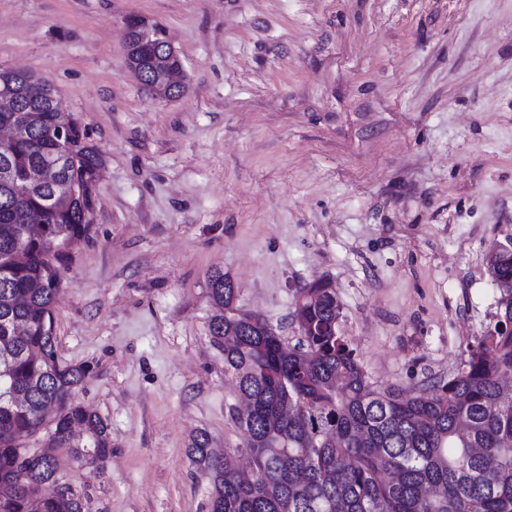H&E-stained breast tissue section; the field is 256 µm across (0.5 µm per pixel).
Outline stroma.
I'll return each mask as SVG.
<instances>
[{
  "label": "stroma",
  "instance_id": "stroma-1",
  "mask_svg": "<svg viewBox=\"0 0 512 512\" xmlns=\"http://www.w3.org/2000/svg\"><path fill=\"white\" fill-rule=\"evenodd\" d=\"M162 28L186 93L130 71ZM0 67L48 81L103 158L54 304L58 357L112 454L60 474L86 512H207L192 432L241 438L208 277L287 341L329 278L378 385L447 377L490 323L512 234V0H0ZM126 28V40L125 50L126 55L132 51L133 45L139 41V45L143 48L146 41H149V46H152L153 50L163 48L167 57L168 63L164 66L160 72L159 77L155 83L144 82V73L149 69V66H153L156 61L154 53L152 56L144 57L141 64L134 62L128 63L131 70L135 72L145 87H149L152 93L160 98H167V94L170 93V89L178 88L181 93L185 89V81L183 80V66L180 55L175 47L166 38L164 33L157 32L155 27L150 25L148 21L141 17H130L125 21ZM153 40H155L153 42Z\"/></svg>",
  "mask_w": 512,
  "mask_h": 512
}]
</instances>
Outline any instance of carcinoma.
Instances as JSON below:
<instances>
[{
    "label": "carcinoma",
    "instance_id": "obj_1",
    "mask_svg": "<svg viewBox=\"0 0 512 512\" xmlns=\"http://www.w3.org/2000/svg\"><path fill=\"white\" fill-rule=\"evenodd\" d=\"M17 117L28 140L0 147V512H82L60 480L59 460L25 440L43 435L79 464L112 454L108 424L73 401L91 373L57 356L53 305L64 249L89 231L92 186L102 159L77 133L64 179L73 196L36 172L59 152L51 133L74 123L34 93ZM50 203L45 222L27 211ZM502 285L492 323L464 345L448 378L404 391L372 382L339 333L342 306L332 288L297 291L300 337L279 349L271 325L237 305L232 279L209 277L216 314L211 342L224 374L253 411L234 419L241 445L213 451L210 434L189 439L190 459L211 479L208 512H512V257L487 251Z\"/></svg>",
    "mask_w": 512,
    "mask_h": 512
}]
</instances>
